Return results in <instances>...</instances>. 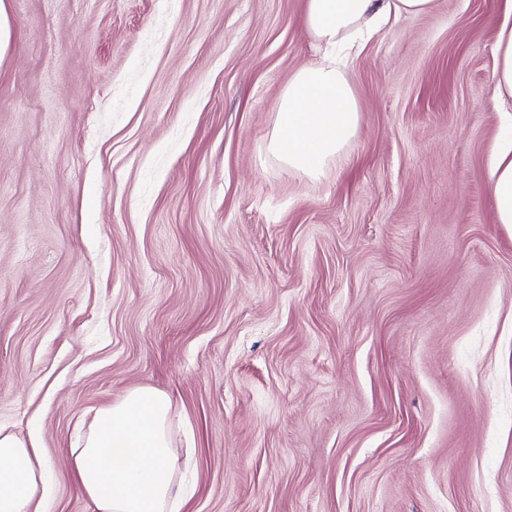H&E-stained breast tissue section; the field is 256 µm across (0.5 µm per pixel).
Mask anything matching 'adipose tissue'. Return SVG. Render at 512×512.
Instances as JSON below:
<instances>
[{
	"label": "adipose tissue",
	"instance_id": "ef3b65f1",
	"mask_svg": "<svg viewBox=\"0 0 512 512\" xmlns=\"http://www.w3.org/2000/svg\"><path fill=\"white\" fill-rule=\"evenodd\" d=\"M437 0H306L303 26L321 49L319 62L296 71L278 102L267 148L311 179L356 136L361 104L347 77V52L400 16L431 13ZM494 99L512 98V23L501 22L493 46ZM489 192L496 221L512 226V113L502 115ZM180 451L172 401L137 389L96 412L73 458L77 489L96 512H181L188 495L177 479ZM50 493L41 448L0 427V512H39Z\"/></svg>",
	"mask_w": 512,
	"mask_h": 512
}]
</instances>
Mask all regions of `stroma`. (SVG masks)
Wrapping results in <instances>:
<instances>
[{
  "label": "stroma",
  "mask_w": 512,
  "mask_h": 512,
  "mask_svg": "<svg viewBox=\"0 0 512 512\" xmlns=\"http://www.w3.org/2000/svg\"><path fill=\"white\" fill-rule=\"evenodd\" d=\"M0 426L93 512L83 423L168 393L184 512H512L504 0L369 40L316 180L267 150L305 0H0ZM498 28V37L493 46L495 67L490 85L495 100L512 99V25L504 19ZM502 143L495 153L489 192L495 203L496 221L512 227V113L503 112Z\"/></svg>",
  "instance_id": "35a3bbf8"
}]
</instances>
